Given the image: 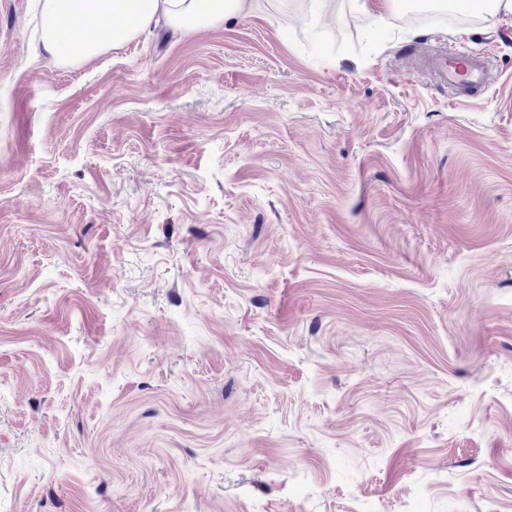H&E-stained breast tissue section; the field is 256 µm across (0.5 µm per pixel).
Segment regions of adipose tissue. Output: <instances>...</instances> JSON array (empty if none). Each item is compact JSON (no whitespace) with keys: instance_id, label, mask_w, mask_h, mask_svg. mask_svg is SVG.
<instances>
[{"instance_id":"obj_1","label":"adipose tissue","mask_w":512,"mask_h":512,"mask_svg":"<svg viewBox=\"0 0 512 512\" xmlns=\"http://www.w3.org/2000/svg\"><path fill=\"white\" fill-rule=\"evenodd\" d=\"M141 4L136 24L129 27L123 22L126 0H41L43 27L34 52L55 54L56 24L65 15L87 20L89 27L112 31L110 41L82 37L73 44L67 60L82 64L98 57L107 46L126 44L158 22H166L173 32L181 33L185 30L184 19L191 16L196 20V30H210L259 8L260 0H141Z\"/></svg>"}]
</instances>
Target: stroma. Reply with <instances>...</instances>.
Segmentation results:
<instances>
[{"label": "stroma", "mask_w": 512, "mask_h": 512, "mask_svg": "<svg viewBox=\"0 0 512 512\" xmlns=\"http://www.w3.org/2000/svg\"><path fill=\"white\" fill-rule=\"evenodd\" d=\"M37 2L0 0V512H512V13L269 0L68 67ZM457 62L460 66L448 67V63L441 65L440 77L444 83L455 86L469 84L470 87L485 88L488 84L487 66L483 60L469 56H455L448 62Z\"/></svg>", "instance_id": "stroma-1"}]
</instances>
